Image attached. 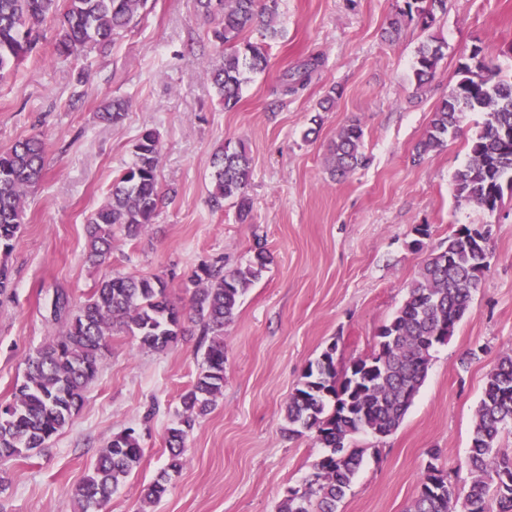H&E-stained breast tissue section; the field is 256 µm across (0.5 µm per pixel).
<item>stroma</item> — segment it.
Returning <instances> with one entry per match:
<instances>
[{
	"instance_id": "1",
	"label": "stroma",
	"mask_w": 512,
	"mask_h": 512,
	"mask_svg": "<svg viewBox=\"0 0 512 512\" xmlns=\"http://www.w3.org/2000/svg\"><path fill=\"white\" fill-rule=\"evenodd\" d=\"M150 9L107 54L76 62H26L0 81V151L40 137L47 171L27 193L24 224L9 258L12 283L0 294V402L10 399L27 355L52 338L57 291L82 301L114 272L160 276L168 297L188 307L184 285L204 261L244 266L256 243L272 255L224 329V396L186 442L188 464L150 507L142 491L166 464L165 438L180 395L195 380L201 329L162 352L118 333L72 424L30 457L0 464V512H76L74 494L110 438L134 428L139 466L100 512H277L323 450L312 435L287 432L284 406L308 364L336 345L338 368L370 353L377 329L408 296L432 250L462 224L489 228L490 268L454 336L431 352L426 380L392 434L362 433L365 451L338 512H407L431 448L458 487L486 376L512 347V191L495 212L457 202L454 175L484 115L465 113L462 136L414 163L436 105L458 64L481 46L512 74V0H446L429 31L409 25L383 37L403 0H282L279 39L269 68L224 110L205 69L219 57L195 0H149ZM446 49L429 88L416 90L412 66L427 37ZM324 63L301 95L274 99L283 69L310 50ZM331 111L318 104L330 89ZM128 108L115 125L98 112L112 98ZM359 119L369 159L347 179L330 176L337 131ZM144 128L161 146L159 181L167 191L155 224L134 241L115 235L109 265L84 258L87 217L106 201L112 179L134 159ZM251 158L252 210L211 211V158L224 142ZM430 235L413 248L415 226Z\"/></svg>"
}]
</instances>
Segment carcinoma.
Here are the masks:
<instances>
[{
  "instance_id": "1",
  "label": "carcinoma",
  "mask_w": 512,
  "mask_h": 512,
  "mask_svg": "<svg viewBox=\"0 0 512 512\" xmlns=\"http://www.w3.org/2000/svg\"><path fill=\"white\" fill-rule=\"evenodd\" d=\"M389 23V37L403 24L416 22L428 29L435 10L445 0H403ZM148 0H0V80L26 61L46 60L41 32L56 30L52 56L77 60L92 48L106 50L131 29ZM197 11L211 24L208 39L221 61L207 71L219 101L230 111L241 101L244 73L269 66L265 41L280 35V0H196ZM256 31L260 40L248 33ZM443 56L442 46L422 44L413 64L416 90L434 79ZM323 63L322 54L309 52L283 70L275 96L302 92ZM124 99L104 107L101 118L121 120ZM466 112H481L484 121L469 144L466 164L454 176L456 198L492 213L503 201V183L512 186V78L489 76L482 49L473 47L456 69V81L436 107L425 134L415 147L420 163L444 149L460 129ZM364 130L357 120L342 126L330 149L329 171L341 179L366 164ZM157 132L139 131L134 160L112 181L109 197L86 222L87 259L102 266L112 254V239L121 233L134 241L155 223L162 194L158 172ZM208 203L214 211L232 202L244 218L250 211L247 195L251 162L243 145L229 142L212 155ZM45 146L32 136L0 151V292L11 281L7 257L23 224L27 190L45 174ZM490 236L472 234L460 225L447 245L432 252L408 290L404 304L380 326L373 351L340 370L336 346L309 363L288 397V432L315 434L326 453L296 486L287 488L277 512H336L363 463L364 450L349 447L359 433L385 437L399 428L427 376L431 350L447 343L469 312L473 292L488 271ZM271 255L256 243L253 259L244 267L201 263L186 285L190 310L209 338L200 372L181 396V411L167 431L165 468L143 492L153 504L168 492L172 477L186 465L185 441L196 421L217 405L224 392V327L233 322L240 297L259 279ZM51 321L63 329L27 358L22 381L12 398L0 404V461L20 457L47 443L71 423L85 402V393L109 353L112 335L127 333L142 349L163 351L184 335V314L168 297L158 276L113 273L98 280L77 305L60 291L52 301ZM512 426V348L503 352L487 375L475 412L468 465L471 481L464 489L448 481L438 466L439 450H428L419 489L408 512H512V455L499 448L505 429ZM144 449L135 430L112 436L75 492L78 512H96L140 464Z\"/></svg>"
}]
</instances>
